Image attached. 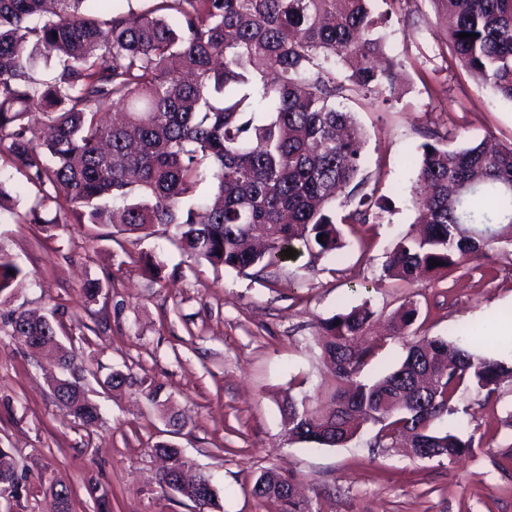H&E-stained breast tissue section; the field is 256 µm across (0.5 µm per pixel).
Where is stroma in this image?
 Masks as SVG:
<instances>
[{"label":"stroma","mask_w":512,"mask_h":512,"mask_svg":"<svg viewBox=\"0 0 512 512\" xmlns=\"http://www.w3.org/2000/svg\"><path fill=\"white\" fill-rule=\"evenodd\" d=\"M407 8L413 25L394 21L385 30L398 101L349 104L366 139V186L389 208L344 225V248L315 270L289 260L259 273L217 270L181 254L171 227L138 242L120 230L97 238L90 224L67 225L52 240L35 224H0V249L28 274L0 304V320L14 311L55 317L101 410L96 424L74 423L54 398L53 357L0 324V449L16 473L0 512H49L54 491L65 487L72 512H199L160 484L153 446L162 441L182 449L191 473L210 476L219 498L206 512H267L251 488L268 468L292 477L322 512H512L510 382L492 394L460 387L435 426L474 437L478 447L449 465L374 447L371 423L341 447L295 442L279 410L287 394L310 410L325 405L331 373L315 334L322 320L363 302L387 317L414 300L423 333L462 346L473 330L512 321V245L408 287L381 277L386 253L411 229L409 159L422 144L512 145V102L452 66L431 0H408ZM152 249L165 262L158 280L138 260ZM90 278L109 292L87 299ZM116 370L129 384L104 389ZM170 410L181 429L168 425Z\"/></svg>","instance_id":"stroma-1"}]
</instances>
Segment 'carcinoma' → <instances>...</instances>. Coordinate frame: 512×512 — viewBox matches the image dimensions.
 <instances>
[{
	"label": "carcinoma",
	"instance_id": "carcinoma-1",
	"mask_svg": "<svg viewBox=\"0 0 512 512\" xmlns=\"http://www.w3.org/2000/svg\"><path fill=\"white\" fill-rule=\"evenodd\" d=\"M100 2L53 0L47 16L45 0H0L1 224H39L48 239L60 223L121 224L144 238L172 226L187 256L243 272L284 260L287 248L308 254L313 268L343 248L340 223L385 211L384 197L360 191L365 142L341 100L396 99L397 63L380 29L403 0H151L143 11L114 7L107 20ZM430 2L452 18L454 59L512 102V0ZM53 59L52 77L37 78L39 62ZM34 120L50 130L42 142ZM421 149L412 190L419 230L386 253L381 274L408 285L512 245V146L427 142ZM17 174L36 189L25 209ZM49 209L55 215L46 219ZM141 263L153 277L165 267L152 253ZM26 279L0 249V298ZM417 316L416 303H405L391 319L393 335H406ZM376 318L365 302L321 322L316 344L334 380L329 410L316 416L286 396L288 439L343 446L371 422L380 425L378 448L410 437L428 460L453 463L471 453L473 437L431 424L451 411L464 380L491 393L512 381V366L415 336L399 365L361 383L380 348L371 335ZM5 325L31 337L32 349L54 350L59 368L75 373L55 320L14 311ZM57 401L83 425L100 418L77 379L66 381ZM0 474L2 494L15 471L1 450ZM292 487L267 470L252 493L269 512H311Z\"/></svg>",
	"mask_w": 512,
	"mask_h": 512
}]
</instances>
